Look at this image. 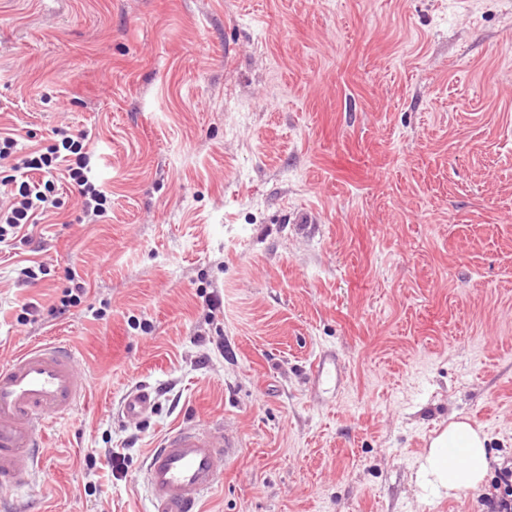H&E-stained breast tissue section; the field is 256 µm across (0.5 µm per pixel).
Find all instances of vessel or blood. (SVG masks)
Instances as JSON below:
<instances>
[{
    "mask_svg": "<svg viewBox=\"0 0 512 512\" xmlns=\"http://www.w3.org/2000/svg\"><path fill=\"white\" fill-rule=\"evenodd\" d=\"M87 391L67 345L44 343L0 364V488H20L35 466L49 416L73 410ZM154 408L150 392H130L122 404L136 421ZM223 427L183 425L165 435L146 458L150 512H200L220 483L219 461L235 448Z\"/></svg>",
    "mask_w": 512,
    "mask_h": 512,
    "instance_id": "vessel-or-blood-1",
    "label": "vessel or blood"
}]
</instances>
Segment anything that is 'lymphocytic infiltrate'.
I'll list each match as a JSON object with an SVG mask.
<instances>
[{"label": "lymphocytic infiltrate", "mask_w": 512, "mask_h": 512, "mask_svg": "<svg viewBox=\"0 0 512 512\" xmlns=\"http://www.w3.org/2000/svg\"><path fill=\"white\" fill-rule=\"evenodd\" d=\"M57 135V143L24 153L16 138L0 135V168L5 171L0 186L6 187L10 195L8 206L0 208V248L10 246L25 225L37 223L43 213L59 207L52 175L60 167L65 168L71 181L81 221L91 224L105 215L107 195L89 176L87 134H73L62 128ZM31 171L46 173V180L28 181L26 175Z\"/></svg>", "instance_id": "1"}]
</instances>
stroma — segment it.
Instances as JSON below:
<instances>
[{"mask_svg": "<svg viewBox=\"0 0 512 512\" xmlns=\"http://www.w3.org/2000/svg\"><path fill=\"white\" fill-rule=\"evenodd\" d=\"M61 126L112 204L0 251V363L64 343L87 394L0 512H146L186 423L239 442L201 512H490L418 473L460 419L512 464V0H0V129ZM68 282L69 285L62 288L57 304L50 309V312L55 316L64 315L71 307L80 305L86 295L84 282L79 275L70 273ZM154 401L150 392L145 389H137L130 392L122 404V413L132 421L139 420L152 412Z\"/></svg>", "mask_w": 512, "mask_h": 512, "instance_id": "stroma-1", "label": "stroma"}]
</instances>
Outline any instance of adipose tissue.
<instances>
[{
  "label": "adipose tissue",
  "instance_id": "ef3b65f1",
  "mask_svg": "<svg viewBox=\"0 0 512 512\" xmlns=\"http://www.w3.org/2000/svg\"><path fill=\"white\" fill-rule=\"evenodd\" d=\"M453 452L460 454L459 463L450 462ZM420 471L428 484L449 495L479 486L489 471L485 436L467 421L449 423L431 442Z\"/></svg>",
  "mask_w": 512,
  "mask_h": 512
}]
</instances>
